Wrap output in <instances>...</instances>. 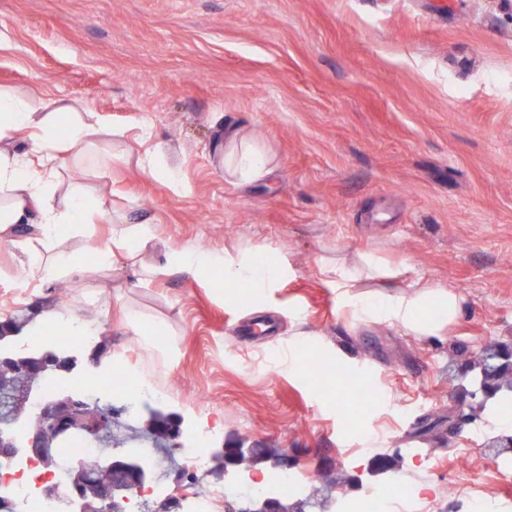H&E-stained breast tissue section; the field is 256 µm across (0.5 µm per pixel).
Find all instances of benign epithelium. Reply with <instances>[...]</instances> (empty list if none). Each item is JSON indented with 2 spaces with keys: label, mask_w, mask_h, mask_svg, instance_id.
I'll return each mask as SVG.
<instances>
[{
  "label": "benign epithelium",
  "mask_w": 512,
  "mask_h": 512,
  "mask_svg": "<svg viewBox=\"0 0 512 512\" xmlns=\"http://www.w3.org/2000/svg\"><path fill=\"white\" fill-rule=\"evenodd\" d=\"M488 359L494 369L512 370V353L494 347L488 350ZM36 379L23 388L25 400L35 405L40 424L31 428L26 423L23 411L16 406L17 389L13 380L0 377V460L9 462L20 455L43 464L57 454L60 448H69L78 439L101 440L110 433L115 423L112 408L91 406L80 395L58 389L47 394L39 379L51 373L70 372L77 366V356L71 351L45 350L28 357ZM162 419L169 446L181 448L182 420L173 413L160 409L148 410V420ZM212 455L224 461L222 469L213 472L221 479L243 456H260L274 461L279 467H288L291 462L281 451L271 448H216ZM105 468L112 472V483L102 491L99 500L107 502L111 512H126L130 494L151 488L155 480L153 466L141 457L119 454L105 461ZM90 484L87 471L82 467L72 468L69 478L71 493L61 498L53 483L42 487V495L57 501L58 512H93V504L85 493ZM249 512H283L276 497L256 498L249 503Z\"/></svg>",
  "instance_id": "benign-epithelium-1"
}]
</instances>
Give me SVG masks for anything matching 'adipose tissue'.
<instances>
[{"label": "adipose tissue", "mask_w": 512, "mask_h": 512, "mask_svg": "<svg viewBox=\"0 0 512 512\" xmlns=\"http://www.w3.org/2000/svg\"><path fill=\"white\" fill-rule=\"evenodd\" d=\"M22 133L29 148L20 154L12 144ZM105 133L94 113L79 111L64 98L24 99L11 89L0 88V242L20 245L30 277L51 284L67 274H87L83 257L60 249L59 241L67 234L88 235L91 224L110 220L114 223L111 243L92 249L97 267L110 266L121 256L140 280L178 269L203 283L210 282L219 269L225 282L245 285L252 301L263 302L283 274V264L274 251L244 255L228 251L220 256L187 245L172 246L164 263L146 265L137 255L154 238L150 222L113 217L105 199L92 195L81 181L61 183L60 170L70 156L98 150ZM223 148L227 180L251 185L270 175L271 159L241 139L237 131L225 132ZM353 304L363 319L384 320L424 337L444 335L463 312L457 293L434 289L419 280L399 294L354 296Z\"/></svg>", "instance_id": "adipose-tissue-1"}]
</instances>
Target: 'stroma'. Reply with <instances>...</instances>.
I'll use <instances>...</instances> for the list:
<instances>
[{
  "instance_id": "1",
  "label": "stroma",
  "mask_w": 512,
  "mask_h": 512,
  "mask_svg": "<svg viewBox=\"0 0 512 512\" xmlns=\"http://www.w3.org/2000/svg\"><path fill=\"white\" fill-rule=\"evenodd\" d=\"M0 86L112 129L103 163L77 158L60 179L149 218L145 263L190 245L270 247L285 265L258 310L181 272L18 288L21 251L0 244L17 349L63 315L101 360L88 402L125 407L111 380L126 368L184 432L218 422L215 447L287 449L312 498L409 484L423 512H512V464L486 447L505 429L452 357L512 343V0H0ZM232 128L272 158L266 183L225 180L214 145ZM361 253L397 275L360 294L419 278L459 293L462 319L441 337L360 319L328 268ZM128 315L167 331L143 345ZM299 346L324 358L319 384L281 367ZM363 386L374 399L353 406ZM185 454L164 450L163 497L243 503L249 477L279 473L263 461L219 481Z\"/></svg>"
}]
</instances>
